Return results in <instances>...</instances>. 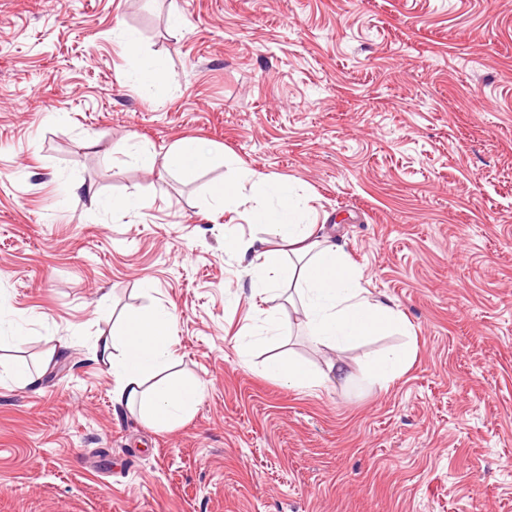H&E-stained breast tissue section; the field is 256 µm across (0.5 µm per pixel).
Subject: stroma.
Instances as JSON below:
<instances>
[{"label":"stroma","instance_id":"obj_1","mask_svg":"<svg viewBox=\"0 0 512 512\" xmlns=\"http://www.w3.org/2000/svg\"><path fill=\"white\" fill-rule=\"evenodd\" d=\"M187 137L195 177L141 167ZM242 170L307 197L408 335L336 353L288 288L252 297L225 239L256 202L212 195ZM0 297V512H512V0H0ZM150 306L204 393L170 430L95 358ZM276 355L351 377L291 389ZM413 360L411 348L389 349L367 368L365 379L371 385L386 388L409 369Z\"/></svg>","mask_w":512,"mask_h":512}]
</instances>
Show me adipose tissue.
<instances>
[{
	"label": "adipose tissue",
	"mask_w": 512,
	"mask_h": 512,
	"mask_svg": "<svg viewBox=\"0 0 512 512\" xmlns=\"http://www.w3.org/2000/svg\"><path fill=\"white\" fill-rule=\"evenodd\" d=\"M251 188L276 201L274 207L255 208L247 214L248 223L264 225L266 249L256 250L251 240L227 242L231 249L253 255L247 267L252 294L275 291L284 281L293 283L305 330L323 348L339 350L370 336L407 332L404 314L392 302L371 296L362 285L361 273L346 261L340 247L318 237L316 225L297 223L300 201L287 184L262 176L253 178ZM284 245L304 259L303 268L279 263V249ZM173 335L174 317L169 309H144L128 318L120 334L102 341L96 349L112 369V398L116 404L137 410L141 418L158 427L192 415L203 399L199 383L167 377L176 361ZM413 360L411 348L387 350L367 368L365 378L371 385L387 387L409 369ZM266 373L303 391L316 390L333 376H349L341 362L329 364L327 371L318 373L305 364L282 358L270 359Z\"/></svg>",
	"instance_id": "adipose-tissue-1"
}]
</instances>
